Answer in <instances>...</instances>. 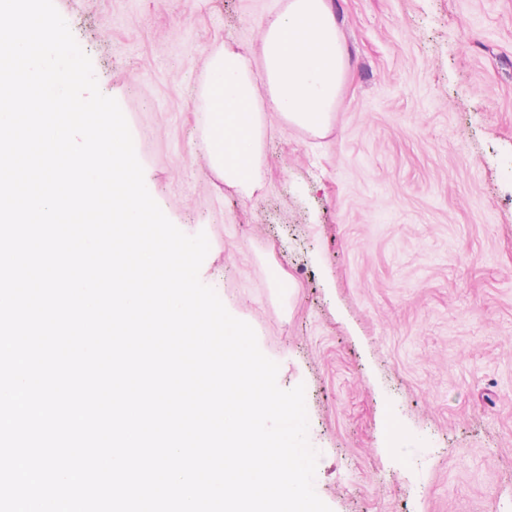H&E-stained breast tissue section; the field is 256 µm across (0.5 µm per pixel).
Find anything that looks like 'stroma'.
Returning <instances> with one entry per match:
<instances>
[{
	"instance_id": "35a3bbf8",
	"label": "stroma",
	"mask_w": 512,
	"mask_h": 512,
	"mask_svg": "<svg viewBox=\"0 0 512 512\" xmlns=\"http://www.w3.org/2000/svg\"><path fill=\"white\" fill-rule=\"evenodd\" d=\"M200 279L304 385L332 512H512V0H332L323 136L267 114L244 196L199 150L221 44L283 0H54Z\"/></svg>"
}]
</instances>
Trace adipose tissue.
I'll use <instances>...</instances> for the list:
<instances>
[{
  "instance_id": "obj_1",
  "label": "adipose tissue",
  "mask_w": 512,
  "mask_h": 512,
  "mask_svg": "<svg viewBox=\"0 0 512 512\" xmlns=\"http://www.w3.org/2000/svg\"><path fill=\"white\" fill-rule=\"evenodd\" d=\"M347 57L329 0H285L268 18L258 63L223 45L206 63L202 147L211 170L249 196L259 185L267 113L324 135L345 81Z\"/></svg>"
}]
</instances>
